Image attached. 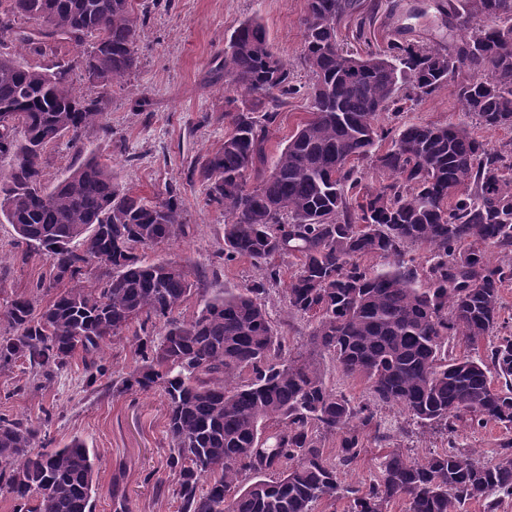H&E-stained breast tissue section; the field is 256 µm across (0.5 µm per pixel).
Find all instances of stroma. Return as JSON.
Wrapping results in <instances>:
<instances>
[{
  "label": "stroma",
  "instance_id": "1",
  "mask_svg": "<svg viewBox=\"0 0 512 512\" xmlns=\"http://www.w3.org/2000/svg\"><path fill=\"white\" fill-rule=\"evenodd\" d=\"M444 0H361L375 6L371 24L357 16L341 21V44L353 51H376L406 27L407 40L448 43ZM147 12L138 30L139 66L114 87L105 128H89L87 150L108 162L117 181L139 196L152 199L175 188L188 233L173 243L146 250L149 259L171 258L190 266L210 292L245 287L258 272L245 260L224 263V213L207 206L193 169L198 160L217 151L228 124L224 118V47L231 32L249 19L259 20L276 51L287 62L290 78L308 84L310 73L301 60L302 19L306 0H139ZM310 110L305 96L288 98L270 128L268 150L277 154ZM452 91L409 105L410 122L443 123L459 112ZM45 256L28 252L13 226L0 218V306L25 294L45 303L36 288L48 278ZM130 338L108 341L97 363L94 384L82 354L37 386L22 364L0 369V416L31 419L41 430L47 449L72 439L83 440L96 453L95 512H116L125 502L129 512H177L167 467V403L158 392L117 393L114 384L136 365ZM512 440V430L495 424L449 435L414 429L403 447L418 458L448 445L473 450L482 461L495 463L499 448Z\"/></svg>",
  "mask_w": 512,
  "mask_h": 512
}]
</instances>
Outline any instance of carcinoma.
<instances>
[{"label":"carcinoma","instance_id":"cac0c4a2","mask_svg":"<svg viewBox=\"0 0 512 512\" xmlns=\"http://www.w3.org/2000/svg\"><path fill=\"white\" fill-rule=\"evenodd\" d=\"M135 2L0 0V45L54 54L89 41L79 64L101 89L77 94L69 60L32 67L0 52V157L11 159L0 216L50 264L37 284L50 295L43 307L19 295L0 308V367L21 362L49 382L76 352L91 370L109 339L132 332L140 364L117 391L167 400L178 512H314L336 499L347 512L395 502L462 512L469 501L496 512L492 495H512V441L495 464L453 446L419 461L397 441L414 426L512 429V333L498 335L501 290L512 284V141L483 143L464 120L386 128L380 118L451 85L465 116L512 129V0H448L446 48L393 40L356 56L340 50L338 27L358 0H306L304 88L263 24H240L224 47L230 130L194 173L207 204L224 210V262L246 259L261 276L210 295L187 265L139 254L186 234L177 191L138 196L93 153L55 185L44 181L49 145L76 148L87 128L107 130L109 88L139 64ZM301 93L311 112L270 162L280 98ZM413 247L428 259L416 261ZM282 256L297 260L283 289L288 313L314 320L305 351L289 348L265 310ZM95 268L106 272L90 284ZM195 292L202 308L187 318ZM157 321L162 336L142 335ZM451 336L491 341L474 357L449 352ZM318 353L373 404L329 389ZM374 404L402 409L395 432L382 430ZM368 434L385 447L377 475L344 488L339 470L359 461ZM39 435L30 419L0 417V492L13 512H94L86 444L41 452Z\"/></svg>","mask_w":512,"mask_h":512}]
</instances>
